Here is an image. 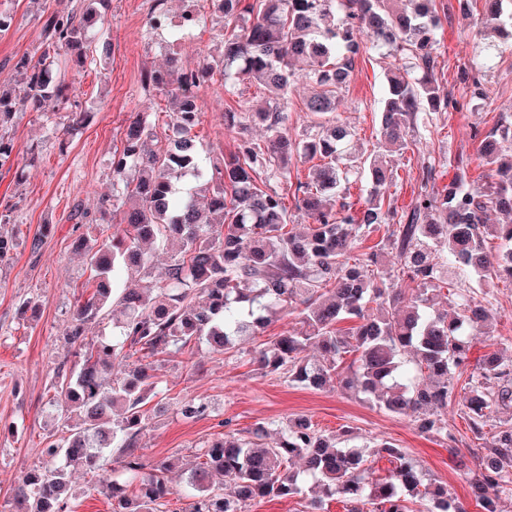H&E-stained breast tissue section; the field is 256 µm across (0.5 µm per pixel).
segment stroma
Returning a JSON list of instances; mask_svg holds the SVG:
<instances>
[{"mask_svg":"<svg viewBox=\"0 0 512 512\" xmlns=\"http://www.w3.org/2000/svg\"><path fill=\"white\" fill-rule=\"evenodd\" d=\"M81 5L82 0H0V12L13 18L11 28L0 33V79L12 75L20 57L36 52L44 8L62 14ZM151 7L152 0H109L104 33L112 42L111 59L68 71L66 81L88 113L83 126L63 133V117L50 103L38 112L18 113L7 130L14 143L13 163L0 167V212L9 211L11 221L0 232L13 236L17 246L9 260L0 262V506L11 499L18 479L40 464L47 436L61 429L51 404L54 370L71 357L64 336L90 276L72 243L80 232L94 240L116 230L100 221L99 211L112 196V155L121 146V132L143 114L156 132L152 148L163 147L169 136L171 102L145 86L142 75L164 69L172 55L180 66L196 68L232 30L211 0H166L171 19L187 10L205 18L203 25L177 40L172 28H151ZM436 9L441 23L434 73L451 104L410 133L406 149L386 156L392 179L385 203L400 211L408 210L428 166L440 188L454 176L456 161H464L468 188H483L489 170L477 158L474 133L489 131L501 118L512 116V42L477 37L481 17L462 0H436ZM391 64L380 50H366L338 94L337 115L354 130L355 148L367 154L381 149L378 112ZM478 82L491 88L490 99L474 95ZM310 92L304 71H297L286 105L288 132L297 140L316 131L318 118L305 107ZM266 100L263 88L246 81L229 90L218 77L201 85L202 118L194 129L201 155L233 154L244 137L262 141L252 114ZM230 110L242 113V127L225 128L224 114ZM33 149L38 159L31 165L27 159ZM77 205L88 211L89 223L72 219ZM477 298L493 320L489 334L473 340L470 363L490 353L512 362V283L478 289ZM251 347L247 341L217 354L201 343L160 357L161 395L170 409L151 419L140 436L147 462L174 463L172 477L179 484L180 465L194 461L198 449L221 433L222 421L245 430L304 414L321 433L349 427L364 440H386L403 448L425 482L446 484L469 512H478L469 482L480 442L461 410L468 373L455 376L443 415L447 434L427 435L419 433L410 417L386 413L364 395L339 388L315 391L262 374L249 361ZM190 399L208 401L212 415L184 418L177 407Z\"/></svg>","mask_w":512,"mask_h":512,"instance_id":"1","label":"stroma"}]
</instances>
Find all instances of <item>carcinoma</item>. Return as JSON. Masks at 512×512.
<instances>
[{"label":"carcinoma","mask_w":512,"mask_h":512,"mask_svg":"<svg viewBox=\"0 0 512 512\" xmlns=\"http://www.w3.org/2000/svg\"><path fill=\"white\" fill-rule=\"evenodd\" d=\"M224 18H250L239 33L224 38L217 54L194 69L171 61L151 71L145 83L175 103L170 115L174 138L151 149L153 126L135 119L125 128L121 148L112 155L116 193L103 213L125 228L112 233L86 259L93 292L74 310L66 341L75 348L73 368L55 372L58 421L62 435L49 438L42 465L26 472L8 512H71L70 469L98 474V486L112 500V512H162L176 494L169 466H149L138 439L147 427V402L160 394L156 357L205 343L224 353L234 341L254 336L281 312L298 313V327L261 344L252 361L266 374L313 389L334 384L373 396L381 408L413 418L423 434L445 430L442 413L454 390V374L469 364L471 341L483 334L484 306L460 296L450 318L436 308L442 285L467 274L478 287L512 282V222L487 224L488 210L512 214V120L504 119L483 135L480 154L495 179L482 191L466 188L467 171L457 161L454 178L439 190L432 171L422 178L410 211L384 208L382 189L390 179L387 162L369 161L348 148L351 132L324 128L299 141L289 137L284 100L294 62L308 63L314 93L306 109L318 115L337 109V97L366 46L400 55L409 63L387 75L380 126L387 147L401 151L423 110L448 107L434 78L432 54L438 26L435 0H212ZM105 0H88L67 14L46 16L39 55L24 56L10 79L0 81V166L12 163L13 144L3 133L18 112L38 111L55 100L67 112V127L83 124L73 108L69 85L59 64L81 67L94 56L111 55L110 42L89 33L104 24ZM224 83L247 80L269 94L265 110L254 118L268 133L263 143L243 140L236 153L202 160L192 130L201 119L196 89L214 75ZM295 154L322 160L311 179L299 183L296 210L311 219L297 233L283 197L263 189L257 173L286 168ZM369 171L372 190L361 208L342 201L350 179ZM386 226L385 236L362 260L350 263L358 240ZM493 236L509 245L496 255L486 250ZM175 241L177 254L161 281L116 292V274L141 271L143 245ZM395 252L391 267L379 255ZM416 284L406 294L401 283ZM121 308L119 334L87 340L90 325L112 316V300ZM376 303V312L366 305ZM357 324L344 332L345 319ZM355 352L357 366L338 371L342 355ZM136 358L122 376L112 374L119 359ZM475 438L483 441L478 472L470 482L481 512H498L499 496L512 493V423L494 431L485 427L512 407V366L487 356L468 382L462 401ZM182 416L208 412L203 401H186ZM258 424L247 432L229 430L202 449L187 470L196 494L185 512H245L256 498L286 499L301 494L299 474L318 488L306 512H322L323 499L341 497L349 512H411L406 502H428L426 512H468L446 484H425L412 459L385 441L353 444L343 429L331 437L305 417L277 425L276 438ZM117 448L120 475L104 467ZM387 454L393 468L383 480H367V457ZM137 488L129 498L127 488Z\"/></svg>","instance_id":"cac0c4a2"}]
</instances>
